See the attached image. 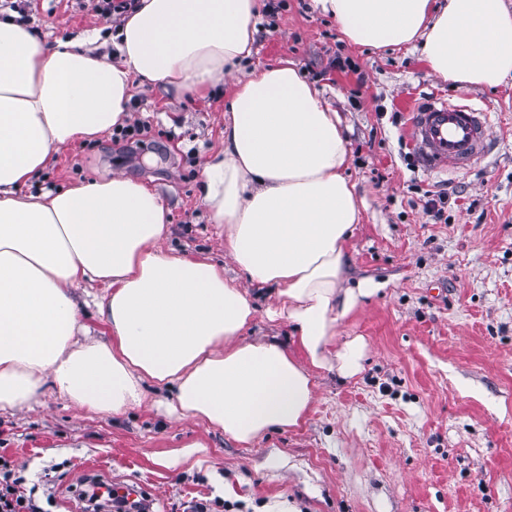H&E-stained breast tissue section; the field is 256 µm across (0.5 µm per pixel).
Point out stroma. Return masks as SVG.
Returning <instances> with one entry per match:
<instances>
[{
    "label": "stroma",
    "instance_id": "35a3bbf8",
    "mask_svg": "<svg viewBox=\"0 0 512 512\" xmlns=\"http://www.w3.org/2000/svg\"><path fill=\"white\" fill-rule=\"evenodd\" d=\"M98 0H18L16 10L46 40L83 30L111 32ZM244 70L292 62L336 111L348 141L345 171L361 219L347 246L343 287L369 279L380 290L339 321V339L365 337L362 372L341 381L322 371L307 424L270 432L245 447L222 431L144 401L120 415L92 414L56 392L40 405L0 413V457L12 461L48 512H81L77 491L94 465L103 478L147 494L155 512H512V78L494 88L439 78L418 51L376 50L347 41L312 0H286L258 14ZM350 58L356 72L334 67ZM234 78L205 98L134 90L133 112L166 130L129 150L103 134L66 147L40 176L67 188L112 173L154 185L171 209L165 247L239 271L224 229L201 199V172L224 140V101ZM438 93L488 115L486 160L457 174H427L411 156L409 111ZM452 191L447 222L425 211L430 191ZM248 340L291 341L270 323L276 303L252 290ZM188 460L167 465L186 446Z\"/></svg>",
    "mask_w": 512,
    "mask_h": 512
}]
</instances>
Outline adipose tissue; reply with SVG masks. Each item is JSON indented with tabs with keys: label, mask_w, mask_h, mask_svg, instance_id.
Segmentation results:
<instances>
[{
	"label": "adipose tissue",
	"mask_w": 512,
	"mask_h": 512,
	"mask_svg": "<svg viewBox=\"0 0 512 512\" xmlns=\"http://www.w3.org/2000/svg\"><path fill=\"white\" fill-rule=\"evenodd\" d=\"M350 42L420 46L448 81L492 88L512 75L505 0H313ZM260 0H139L121 18L115 60L87 30L39 39L19 15L0 19V411L53 389L91 413L140 404L146 384L174 387L181 416L251 446L273 428L303 426L314 375L362 371L364 337L337 341V322L375 294L341 287L360 220L345 177L339 119L293 63L255 68L224 112V148L207 160L203 202L251 285L274 289L269 320L290 344L244 340L256 316L222 265L161 248L170 209L120 174L53 191L40 173L71 143L132 116L135 85L207 96L253 51ZM106 294L108 338L80 325L79 282Z\"/></svg>",
	"instance_id": "obj_1"
}]
</instances>
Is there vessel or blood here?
<instances>
[{
  "mask_svg": "<svg viewBox=\"0 0 512 512\" xmlns=\"http://www.w3.org/2000/svg\"><path fill=\"white\" fill-rule=\"evenodd\" d=\"M411 113L414 160L423 171L464 170L487 153L490 134L482 109L431 95L414 103Z\"/></svg>",
  "mask_w": 512,
  "mask_h": 512,
  "instance_id": "obj_1",
  "label": "vessel or blood"
}]
</instances>
